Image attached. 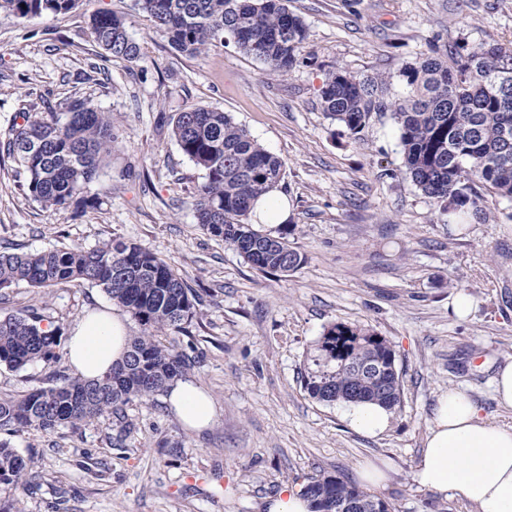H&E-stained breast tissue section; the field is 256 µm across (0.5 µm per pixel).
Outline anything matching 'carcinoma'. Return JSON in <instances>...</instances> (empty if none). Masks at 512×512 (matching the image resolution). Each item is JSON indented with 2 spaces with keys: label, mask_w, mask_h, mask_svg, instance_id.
Here are the masks:
<instances>
[{
  "label": "carcinoma",
  "mask_w": 512,
  "mask_h": 512,
  "mask_svg": "<svg viewBox=\"0 0 512 512\" xmlns=\"http://www.w3.org/2000/svg\"><path fill=\"white\" fill-rule=\"evenodd\" d=\"M79 2L0 0V15L57 16ZM134 9L148 15L182 54H200L217 42L231 41L273 71L293 68L308 39L303 21L285 0H135ZM90 29L109 56L128 62L140 58V45L124 16L97 11ZM402 77L404 95L388 101L383 76L358 77L339 67L323 83L321 110L353 135L373 115L390 113L406 173L436 201L442 215L480 213L482 187L512 199V52L498 45L450 48L433 41L403 68ZM59 107L41 115L17 113L8 135L0 138V155L16 163L26 196L45 210L92 207L95 198L86 196V189L112 153V124L88 97L69 96ZM172 136L204 171L193 195L204 231L223 239L263 273L285 275L305 262L285 236H273L250 222L254 201L284 177L278 157L214 108L178 113ZM20 283L36 288L95 285L132 315L142 333L130 339L122 363L100 379L85 380L62 367L60 328L41 327L44 316L38 309L28 306L0 317V365L20 370L41 362L51 369L49 385L0 398V431L34 427L53 432L104 414L122 418L130 403L154 402L189 366L188 355L162 343L158 334L186 331L197 315L195 296L183 276L135 243L0 251V290ZM313 365L305 388L320 402H371L389 410L401 404L395 351L369 329L328 327ZM32 480L31 459L0 440V495L21 485L31 487ZM303 494L311 512H336V503L353 500L364 504V512H394L389 502L333 474L311 478Z\"/></svg>",
  "instance_id": "obj_1"
}]
</instances>
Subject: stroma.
I'll return each mask as SVG.
<instances>
[{"instance_id": "35a3bbf8", "label": "stroma", "mask_w": 512, "mask_h": 512, "mask_svg": "<svg viewBox=\"0 0 512 512\" xmlns=\"http://www.w3.org/2000/svg\"><path fill=\"white\" fill-rule=\"evenodd\" d=\"M310 31L285 73L233 43L199 55L176 52L133 0H81L65 15L0 16V137L17 112L44 111L76 94L108 115L112 159L90 186L99 207L49 212L0 158V251L140 245L180 273L199 299L188 334L166 338L192 356L187 371L212 398L216 419L186 428L164 400L128 405L53 432L0 433L32 458L36 487L11 497L21 512H267L284 487L334 473L358 483L365 462H387L374 494L397 512H472L455 494L419 486L421 457L438 397L466 391L491 420L492 377L512 358V200L483 190L485 219L441 217L405 175L390 116L350 135L320 109L330 71L380 74L400 97L401 68L433 37L448 44L512 48V0H288ZM96 11L125 16L138 61L102 56L89 26ZM230 114L284 165L288 243L305 263L285 276L254 269L203 231L191 205L204 173L171 137L177 113ZM474 300L467 319L450 303ZM69 335L89 310L111 306L99 287L0 291V316L26 305ZM344 323L385 337L396 353L403 397L384 434L349 427L341 406L304 387L325 329Z\"/></svg>"}]
</instances>
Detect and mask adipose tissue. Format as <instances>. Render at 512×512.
Returning <instances> with one entry per match:
<instances>
[{"mask_svg": "<svg viewBox=\"0 0 512 512\" xmlns=\"http://www.w3.org/2000/svg\"><path fill=\"white\" fill-rule=\"evenodd\" d=\"M128 341L120 316L93 310L70 333L68 363L83 378H100L123 360ZM167 400L191 429L203 430L215 418L212 399L193 381L177 382ZM344 418L358 433L377 436L389 428L392 413L380 405L359 402L348 404ZM413 479L428 491L461 496L474 512H512V427L483 416L466 392L448 390L437 400Z\"/></svg>", "mask_w": 512, "mask_h": 512, "instance_id": "obj_1", "label": "adipose tissue"}]
</instances>
